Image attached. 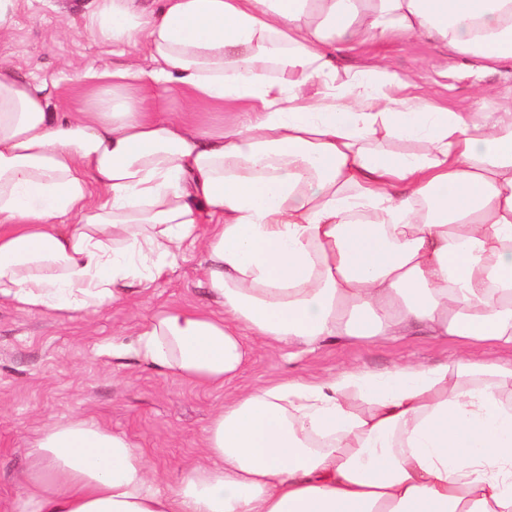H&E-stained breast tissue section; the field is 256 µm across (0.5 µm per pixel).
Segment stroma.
<instances>
[{"mask_svg": "<svg viewBox=\"0 0 512 512\" xmlns=\"http://www.w3.org/2000/svg\"><path fill=\"white\" fill-rule=\"evenodd\" d=\"M89 0H18L13 22L0 35V67L45 87L49 107L72 112L91 100L96 87L85 72L133 62L148 66L142 51L99 45L84 29ZM383 62L412 79L418 93L457 109L496 106V95L512 89V66L470 68L465 56L444 52L426 40L405 36L389 42L354 43L338 54V76ZM147 111L202 124L214 133L235 121L232 107L192 100L169 85L136 88ZM201 251L186 252L167 278L136 302L111 303L88 317L62 318L0 305V512H15L29 451L40 430L75 417L126 435L161 479H175L202 462L199 446L213 414L240 390L283 377L312 380L344 364L383 371L405 361L434 365L460 349L458 342L417 332L389 342L323 343L298 356L254 342L242 373L223 387L194 386L112 347L134 342L146 319L165 308L210 307L198 275Z\"/></svg>", "mask_w": 512, "mask_h": 512, "instance_id": "stroma-1", "label": "stroma"}]
</instances>
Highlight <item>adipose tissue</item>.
<instances>
[{"label":"adipose tissue","instance_id":"ef3b65f1","mask_svg":"<svg viewBox=\"0 0 512 512\" xmlns=\"http://www.w3.org/2000/svg\"><path fill=\"white\" fill-rule=\"evenodd\" d=\"M92 2L94 39L152 66L98 72L75 114L0 70V304L90 315L188 245L219 313L160 311L134 352L195 385L235 377L250 336L512 348V108H441L385 65L336 64L338 44L402 35L512 63V0ZM135 84L254 118L189 130L138 111ZM201 446L211 465L163 483L125 436L48 425L18 512H512V363L283 378L225 403Z\"/></svg>","mask_w":512,"mask_h":512}]
</instances>
